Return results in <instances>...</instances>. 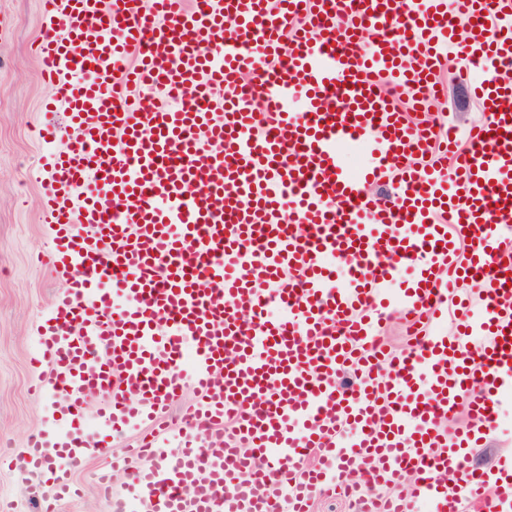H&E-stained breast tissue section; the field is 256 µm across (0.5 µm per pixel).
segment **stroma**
I'll return each instance as SVG.
<instances>
[{"instance_id":"stroma-1","label":"stroma","mask_w":512,"mask_h":512,"mask_svg":"<svg viewBox=\"0 0 512 512\" xmlns=\"http://www.w3.org/2000/svg\"><path fill=\"white\" fill-rule=\"evenodd\" d=\"M46 31L40 0H0V455L20 453L32 436L51 440L66 429L59 397L31 390L45 376L31 361L38 326L66 286L39 261L51 237L42 209L45 163L62 145L36 132L51 91L32 46ZM460 64L449 52L447 98L431 104L428 115L455 126L461 139L486 115L458 83ZM473 458L492 472L512 459V390L502 399L497 429L475 446Z\"/></svg>"}]
</instances>
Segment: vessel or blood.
I'll list each match as a JSON object with an SVG mask.
<instances>
[{
  "mask_svg": "<svg viewBox=\"0 0 512 512\" xmlns=\"http://www.w3.org/2000/svg\"><path fill=\"white\" fill-rule=\"evenodd\" d=\"M42 5L51 32L35 53L57 102L42 125L75 142L49 160V259L69 286L33 361L70 426L8 469L31 477L44 512L145 423L141 512H311L359 467L372 478L351 487L354 512H512V476L470 463L512 388V0ZM458 41L486 120L454 154L394 92L437 98ZM145 88L159 104L136 102ZM344 143L373 147L358 172ZM387 182L392 198L369 193ZM467 281L479 311L462 333L416 337L382 371L384 311L438 313ZM187 384L172 439L155 423ZM99 393L104 436L84 421ZM464 397L471 427L449 436ZM407 472L417 486L402 494Z\"/></svg>",
  "mask_w": 512,
  "mask_h": 512,
  "instance_id": "b4317fda",
  "label": "vessel or blood"
}]
</instances>
